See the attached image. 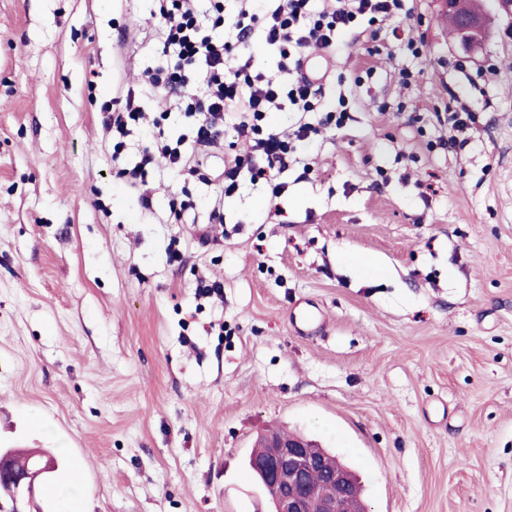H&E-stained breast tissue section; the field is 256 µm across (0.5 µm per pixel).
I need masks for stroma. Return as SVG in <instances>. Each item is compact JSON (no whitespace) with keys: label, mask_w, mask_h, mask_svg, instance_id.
Masks as SVG:
<instances>
[{"label":"stroma","mask_w":512,"mask_h":512,"mask_svg":"<svg viewBox=\"0 0 512 512\" xmlns=\"http://www.w3.org/2000/svg\"><path fill=\"white\" fill-rule=\"evenodd\" d=\"M483 3L476 53L438 0L406 2L421 57L342 33L322 96L344 126L298 143L278 203L241 180L217 225L214 183L151 170L146 209L116 175L146 142L113 159L105 102L135 90L185 131L140 79L154 0H0V448H57L77 499L45 512H268L246 460L276 425L369 512H512V16ZM453 96L476 123L451 152ZM298 300L324 331H293Z\"/></svg>","instance_id":"1"}]
</instances>
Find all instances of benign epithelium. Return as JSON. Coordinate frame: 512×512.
Returning <instances> with one entry per match:
<instances>
[{
	"label": "benign epithelium",
	"instance_id": "1",
	"mask_svg": "<svg viewBox=\"0 0 512 512\" xmlns=\"http://www.w3.org/2000/svg\"><path fill=\"white\" fill-rule=\"evenodd\" d=\"M442 16L463 29L467 38L465 47L479 48L487 34L490 19L483 16H462L457 12L458 0H440ZM266 455L254 462L270 512H310L313 499H318L320 512H340L337 491L348 487L350 470L337 467L322 469L318 485L309 481V475L321 469L318 458L308 452V441L300 435L282 437L273 432L263 436ZM54 471V462L24 459L17 455L0 456V505L8 502L10 512H44L40 507L24 508L34 503L36 490Z\"/></svg>",
	"mask_w": 512,
	"mask_h": 512
}]
</instances>
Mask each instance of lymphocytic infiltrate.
<instances>
[{
    "mask_svg": "<svg viewBox=\"0 0 512 512\" xmlns=\"http://www.w3.org/2000/svg\"><path fill=\"white\" fill-rule=\"evenodd\" d=\"M163 35L165 67L145 70L146 84L159 93L177 94L181 112L189 122L188 137L170 140L157 129L151 147L145 148L134 166L119 168L129 188L146 184L148 167L161 156L179 173L192 175L213 150L223 144L224 114L241 115L236 124L242 152L229 156L217 179L222 182L221 198L215 199L210 219L224 221L225 196L235 192L241 173L268 184L272 198L286 192V183L277 174L288 168L291 140H305L313 133L311 124H299L286 136L271 128L268 113L291 107L297 112H313L321 105L319 86L327 73L306 76V50L324 51L335 47L339 35L358 21L397 18L405 0H330L322 9H313L312 0H238L232 18H225L223 0H209V11H200L198 0H157ZM226 26L217 34V26ZM262 32L267 45L278 48L280 60L271 73H254L252 40ZM104 119L105 129L117 141H124L133 125L145 114L134 92L114 101Z\"/></svg>",
    "mask_w": 512,
    "mask_h": 512,
    "instance_id": "lymphocytic-infiltrate-1",
    "label": "lymphocytic infiltrate"
}]
</instances>
